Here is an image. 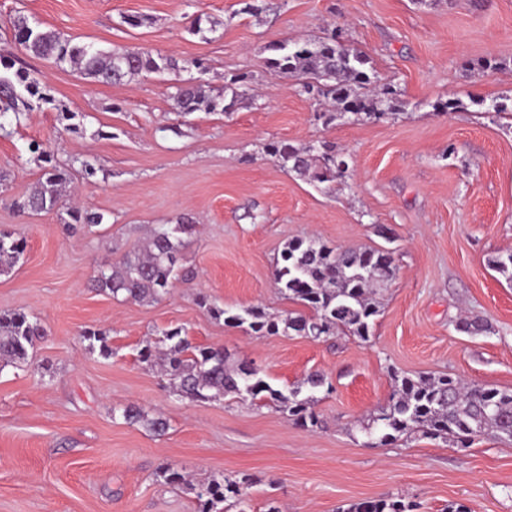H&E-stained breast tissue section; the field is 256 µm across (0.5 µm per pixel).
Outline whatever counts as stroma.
Returning <instances> with one entry per match:
<instances>
[{
	"label": "stroma",
	"mask_w": 512,
	"mask_h": 512,
	"mask_svg": "<svg viewBox=\"0 0 512 512\" xmlns=\"http://www.w3.org/2000/svg\"><path fill=\"white\" fill-rule=\"evenodd\" d=\"M0 0V48L13 21H29L107 49L144 47L183 70L124 83L90 82L26 56L54 102L0 130V231L26 241L0 275V312L20 311L43 334L27 364L0 368V512H196L193 493L166 484L171 467L202 484L250 477L248 512H337L403 495L419 512H512V443L491 435L461 451L418 433L370 447L360 425L385 407L393 373L438 376L512 391V283L489 257L512 251V121L477 99L512 105V0ZM128 16L143 26L125 24ZM201 17L206 36L189 30ZM339 29L401 92L399 114L324 125L296 80L270 72L267 47ZM202 61L204 71L191 68ZM252 91L233 112H176L171 95L192 78L210 94L235 75ZM461 101L444 113L435 105ZM75 112L64 130L58 107ZM50 147L73 181L66 203L103 224L69 231L59 213L14 207L42 173L31 142ZM330 141L350 175L323 191L283 170L266 147ZM97 168L85 177L81 164ZM188 215L197 233L183 252L187 277L162 299L138 303L96 291L99 266L136 249L151 227ZM392 232L384 239L378 226ZM316 238L344 250L393 244L396 274L378 292L368 339L255 335L198 305L296 303L274 284L285 243ZM478 318L489 332L456 330ZM179 327L197 346L219 345L273 387L315 371L317 427L304 429L262 401H192L142 363L145 340ZM106 332L111 356L89 350ZM134 404L169 421L165 435L125 422Z\"/></svg>",
	"instance_id": "35a3bbf8"
}]
</instances>
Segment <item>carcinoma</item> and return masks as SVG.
Instances as JSON below:
<instances>
[{
    "mask_svg": "<svg viewBox=\"0 0 512 512\" xmlns=\"http://www.w3.org/2000/svg\"><path fill=\"white\" fill-rule=\"evenodd\" d=\"M13 41L29 55L51 60L59 66L68 65L84 78L101 84H116L143 72L163 73L178 69L170 57L155 55L141 47L107 51L93 43L74 42L60 33L40 26L34 28L23 17L13 23ZM275 56L267 59L274 72L297 78L300 91L331 102L330 109L320 113L324 124L336 117L351 115L355 121L380 119L399 111L398 90L382 81L378 72L367 68L369 58L341 40L336 30L325 34L311 45L302 41L273 44ZM248 77L240 75L224 85L216 97L205 95L202 86L188 79L175 86L172 99L179 112L228 113L247 94ZM31 97L43 104L54 98L42 87L37 72L17 65L15 56L0 50V129L20 124L31 103ZM29 150L45 163L35 188L14 202L23 212H51L63 206L69 186V169L53 160L51 152L38 142ZM267 153L289 171L328 189L347 177V157L325 142L318 146L295 147L285 142L271 143ZM69 228L97 226L104 214L92 210L70 211ZM196 231L190 217H181L173 224H160L147 236L142 249L107 262L94 279V287L112 295L137 302L156 301L167 294L179 277L178 263L182 250ZM25 249V240L11 233L0 232V273L18 262ZM489 265L508 281H512V252L488 260ZM396 273L393 254L380 249L360 252L341 250L314 239H295L285 245L275 270L274 283L280 294L305 306L306 313L289 312L268 316L259 306L236 313L207 306L215 318L233 326L248 325L261 336H304L313 340L349 334L362 339L370 336L377 303L372 299L376 285L392 280ZM41 326L23 312L0 313V365L25 364L29 350L41 336ZM169 346L162 357L153 353L151 344L144 345L139 358L148 364L160 363L164 372L177 381L176 389L184 397L200 401L217 400L227 394L243 399H260L272 405L295 423L305 427L318 424L314 411L313 392L325 386L321 374L307 377L305 384L312 391L300 397L301 388L288 392L272 387L259 372L246 363L231 368L224 359V348L193 346L174 328L164 333ZM391 403L361 425L368 445H386L403 435L420 432L427 438L442 439L458 448L470 447L474 438L487 432L512 441V392L489 385H464L455 377L443 375L436 379L392 374ZM123 419L139 424L149 432L162 435L168 422L151 416L135 405L122 409ZM165 480L182 483L195 494L197 512H213L218 502L246 512L244 485L250 482L229 477L194 485L171 468L162 472ZM410 505L400 499L383 497L351 503L339 512H408Z\"/></svg>",
    "mask_w": 512,
    "mask_h": 512,
    "instance_id": "obj_1",
    "label": "carcinoma"
}]
</instances>
